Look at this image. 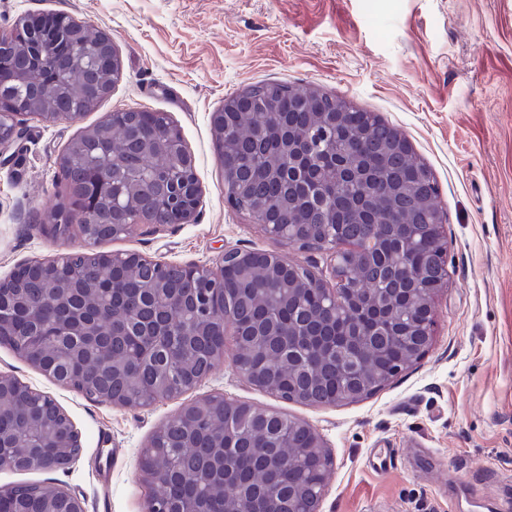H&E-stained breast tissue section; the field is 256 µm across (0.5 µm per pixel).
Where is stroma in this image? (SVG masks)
I'll use <instances>...</instances> for the list:
<instances>
[{"mask_svg": "<svg viewBox=\"0 0 512 512\" xmlns=\"http://www.w3.org/2000/svg\"><path fill=\"white\" fill-rule=\"evenodd\" d=\"M64 13L107 33L120 78L76 120L24 118L0 145V279L63 252L50 210L60 158L107 113L166 114L201 188L189 224L147 226L97 244L212 266L223 250L276 251L329 278L325 253L275 241L224 198L212 115L260 81L336 95L398 128L432 170L446 214L450 279L417 362L357 402L282 401L217 364L194 388L146 408L90 398L0 344V374L53 398L81 434L67 471H1L0 486L80 493L87 512H142L138 459L185 405L221 394L308 422L334 459L322 512H512V0H0V29ZM391 451L386 470L369 465Z\"/></svg>", "mask_w": 512, "mask_h": 512, "instance_id": "stroma-1", "label": "stroma"}]
</instances>
